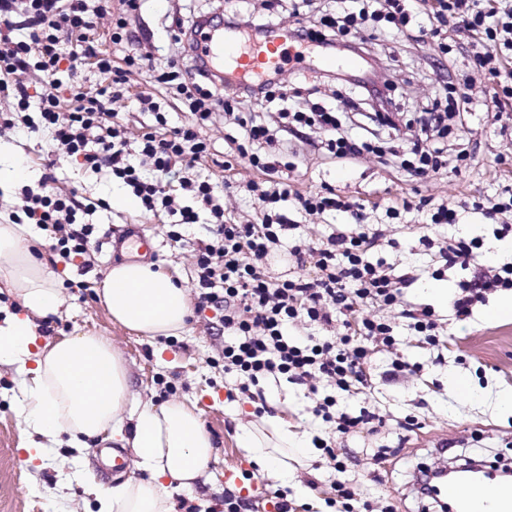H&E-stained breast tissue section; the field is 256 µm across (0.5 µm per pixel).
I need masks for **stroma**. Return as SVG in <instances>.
Segmentation results:
<instances>
[{
	"instance_id": "obj_1",
	"label": "stroma",
	"mask_w": 512,
	"mask_h": 512,
	"mask_svg": "<svg viewBox=\"0 0 512 512\" xmlns=\"http://www.w3.org/2000/svg\"><path fill=\"white\" fill-rule=\"evenodd\" d=\"M193 6L203 11L224 9L225 0H150L143 15V27L154 38H162L160 25L166 11H181ZM395 56L404 61L406 84L402 91L408 106L420 105L433 89L434 79L467 75L473 97L485 89L482 76L471 71L465 57H458L454 67L435 65V50L421 46L411 50L396 46ZM472 156V166L463 175L447 171L430 178H417L397 171L391 163L369 159L358 164L329 163L311 155L298 159L289 174L291 183L306 189L329 183L337 190L365 205V222L387 223L386 207L418 204L424 197L447 199L457 194L477 200L512 186V173L497 163L502 154H512V140L495 136L482 114H473L464 134ZM0 144L16 147L29 175L25 182L0 186V212L10 213L21 203L23 186L37 187L47 163V146L38 138L11 132L0 133ZM55 185L74 188L79 198L102 201L93 214H78L79 222L96 225L101 240L92 262L83 258H62L53 248L48 232L29 226L27 238L37 256L47 258L59 272L63 304L57 315L37 320L43 342L92 333L107 337L119 351L129 369L136 400L161 404L177 399L196 407L210 435L214 451L203 476L193 489L174 494L173 512H224V495L228 490L240 492L249 501L250 512H274L271 500L277 486L262 475V470L239 448V426L260 421L266 415H281L308 442L306 459L297 476L302 482L317 481V489L296 498L297 512H324L325 498L334 494L336 475L326 467L312 440L326 436L327 425L316 417L314 403L304 387L271 381L262 382L265 399L253 402L238 391L239 381L224 372L217 359L224 348V328L220 314L208 307L192 312L184 335L150 341L112 322L100 302L97 287L115 264L128 261L136 236L151 239L154 252L148 262L157 270L177 274L184 282L194 277L192 260L187 251L175 246L166 235L163 222L143 213L140 207L112 205L113 194L124 187L107 173L84 172L79 162L57 156L53 170ZM423 216L413 209L402 224L396 225V247L378 250L377 255L397 269H425L436 266L437 258L420 243L430 228ZM502 293L490 296L486 305L475 307L472 316L458 320L448 309H437L441 334L447 342L442 363H435V351L401 347L409 361L420 364L419 375L406 382H390L387 371L390 354L374 357L373 387L370 393L341 395L340 408L357 411L363 408L383 416L382 433L364 439L349 438L353 452L376 451L384 446L399 447V454L387 465L381 482H371L366 470H358L352 490L358 502L369 503L374 512L394 505L397 512H417L415 491L418 468L460 464L472 459L499 462L501 456L512 457V411L499 408L496 397L512 388V316L493 318L489 312L502 300ZM165 347L163 358H156L157 347ZM466 379L471 393L454 387L455 379ZM18 377L11 367L0 365V512H93L94 499L86 492L83 473L96 481L115 484L111 470L103 468L100 456L107 443L95 440L84 454L59 446L48 449L40 466L25 464L22 445L26 439L19 421L14 396ZM417 416L419 425L406 437L398 435V421ZM233 463L242 470L236 483L225 480V470ZM60 489L55 503H48L46 493Z\"/></svg>"
}]
</instances>
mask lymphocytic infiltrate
Wrapping results in <instances>:
<instances>
[{
  "label": "lymphocytic infiltrate",
  "mask_w": 512,
  "mask_h": 512,
  "mask_svg": "<svg viewBox=\"0 0 512 512\" xmlns=\"http://www.w3.org/2000/svg\"><path fill=\"white\" fill-rule=\"evenodd\" d=\"M335 2L331 12L317 0H288L295 44L312 41L322 51L355 54L378 39L406 46L430 41L449 62L466 54L488 83L487 97L476 100L458 94L453 84H439L432 102L408 119L392 95L396 84L388 67L379 62L348 75L352 91L331 97L302 73L289 82L279 72L263 81H230L198 52L204 16H168L166 33L177 52L157 66L139 35L143 0H119L115 8L109 0H0V98L7 103L0 130L50 134L53 154L78 161L86 172H107L145 213L169 217L168 237L193 259L198 308L221 313L225 373L241 379L246 395L266 378L307 388L315 415L334 429L333 437L314 440L341 475L327 504L355 512L343 475L360 461L336 442L377 433V415L365 408L341 410L336 397L370 389L378 350L393 354V376L418 373L419 365L396 353L397 329L407 323L418 347L436 348L439 325L429 307L406 300L412 276L373 257L381 246L394 245L391 228L362 230L360 204L328 185L296 189L284 172L305 151L343 163L387 158L419 178L451 164L467 169L466 148L458 149L454 161L446 159L450 122L467 112H498L512 101V0ZM104 18L110 21L108 51L101 49L98 34ZM452 27L466 33L467 44L449 36ZM88 59L99 77L92 87L76 79ZM133 75L164 90L136 98V110L150 122L135 137L112 110ZM244 99L254 103V111H238ZM363 105L371 109L369 126L344 127L343 116ZM220 109L234 112V128L225 139L254 172L243 186L256 205L246 222L224 199L233 180L217 182L210 170L214 146L206 130ZM181 110L187 120L172 125V113ZM176 168L179 181H167ZM54 180L48 172L39 190L24 189L12 219L52 230L63 256L90 255L99 247L97 229L78 222L77 215L93 213L97 205L79 201L76 190L54 188ZM339 212L351 216L354 228H336L319 242L300 233L301 216ZM199 222L206 237L187 241L183 226ZM422 244L437 249L441 259L433 277L459 267L474 270L450 301L455 317H470L488 294L512 290V262L486 261L481 240L426 236ZM283 248L297 267L287 277L274 275L269 262Z\"/></svg>",
  "instance_id": "obj_1"
}]
</instances>
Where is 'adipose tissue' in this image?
Instances as JSON below:
<instances>
[{
  "instance_id": "ef3b65f1",
  "label": "adipose tissue",
  "mask_w": 512,
  "mask_h": 512,
  "mask_svg": "<svg viewBox=\"0 0 512 512\" xmlns=\"http://www.w3.org/2000/svg\"><path fill=\"white\" fill-rule=\"evenodd\" d=\"M20 224H0V280L20 309L0 319V365L13 367L21 380L14 399L27 434V463L64 443L82 450L110 432L133 450L135 476L117 486L85 476L98 512H171L175 488H192L213 455V442L189 405L171 400L128 410L132 385L128 368L103 336L80 334L40 343L35 321L58 312V276L37 257ZM98 294L113 321L154 340L182 335L191 315L186 288L174 276L139 262L112 266ZM238 442L260 461L270 480L294 484L305 439L278 416L240 426Z\"/></svg>"
}]
</instances>
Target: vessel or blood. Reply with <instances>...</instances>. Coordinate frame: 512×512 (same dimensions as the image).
Instances as JSON below:
<instances>
[{
    "instance_id": "vessel-or-blood-1",
    "label": "vessel or blood",
    "mask_w": 512,
    "mask_h": 512,
    "mask_svg": "<svg viewBox=\"0 0 512 512\" xmlns=\"http://www.w3.org/2000/svg\"><path fill=\"white\" fill-rule=\"evenodd\" d=\"M199 52L226 77L260 76L295 62L292 33L280 27L263 36L243 39L222 28H205L198 35ZM440 498L455 512H512V496L498 493L492 474L478 481H451L441 486Z\"/></svg>"
}]
</instances>
